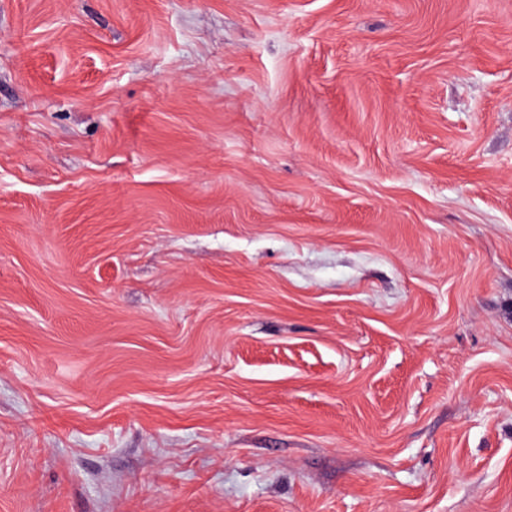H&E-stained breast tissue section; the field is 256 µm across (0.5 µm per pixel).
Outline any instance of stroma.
Masks as SVG:
<instances>
[{
  "label": "stroma",
  "mask_w": 512,
  "mask_h": 512,
  "mask_svg": "<svg viewBox=\"0 0 512 512\" xmlns=\"http://www.w3.org/2000/svg\"><path fill=\"white\" fill-rule=\"evenodd\" d=\"M0 512H512V0H0Z\"/></svg>",
  "instance_id": "35a3bbf8"
}]
</instances>
